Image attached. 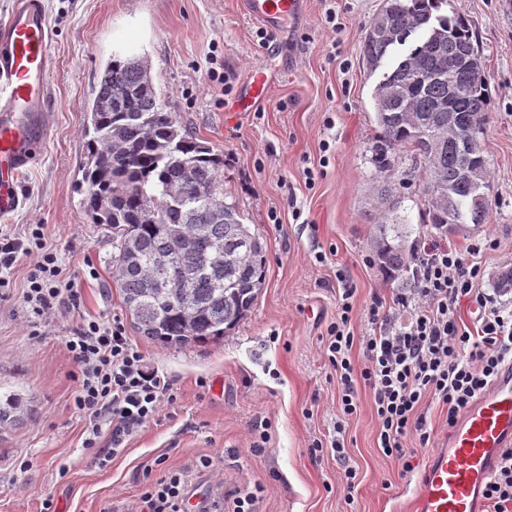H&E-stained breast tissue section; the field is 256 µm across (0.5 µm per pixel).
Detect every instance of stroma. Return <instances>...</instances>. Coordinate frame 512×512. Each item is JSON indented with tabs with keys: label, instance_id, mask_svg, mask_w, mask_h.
Wrapping results in <instances>:
<instances>
[{
	"label": "stroma",
	"instance_id": "1",
	"mask_svg": "<svg viewBox=\"0 0 512 512\" xmlns=\"http://www.w3.org/2000/svg\"><path fill=\"white\" fill-rule=\"evenodd\" d=\"M51 24L53 70L47 134L21 182L22 203L0 226L26 236L43 227L64 279L79 291L75 310L34 319L23 293L35 261L20 255L0 294V393L19 395L26 412L0 429V512H125L158 457L188 473V493L206 498L218 484L259 490L258 512H393L412 493L428 451L416 448L414 469L375 446L376 421L367 388L347 423L345 445L357 471L346 491L328 444L339 417L336 377L322 354L344 288L356 291L357 332L374 300L391 305L398 289L373 261L371 194L385 180L405 224L426 207L422 180L402 188L412 165L401 155L379 174L373 91L377 75L360 58L365 27L382 0H303L300 14L262 42V27L242 0H43ZM335 9L336 24L325 12ZM466 20L484 60L490 92L482 137L488 162L490 222L483 234L498 248L483 258L485 291L512 267V0H448ZM144 58L168 111L224 156V194L264 245L265 287L251 311L222 339L163 348L127 329L147 365L176 395L156 421L126 439L123 451L98 466L84 441L89 420L76 409L79 370L65 339L94 318L126 313L113 279L116 242L84 209L81 165L88 139L83 108L97 93L100 70L113 55ZM276 76L263 104L224 125V106L245 89L253 70ZM218 80H211L209 70ZM313 170L314 186L305 183ZM300 217H293V210ZM266 432L264 449L250 446ZM326 442L313 456V440ZM203 455L212 470H196Z\"/></svg>",
	"mask_w": 512,
	"mask_h": 512
}]
</instances>
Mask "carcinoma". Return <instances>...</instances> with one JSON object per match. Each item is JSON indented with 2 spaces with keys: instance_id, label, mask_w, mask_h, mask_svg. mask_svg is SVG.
Masks as SVG:
<instances>
[{
  "instance_id": "1",
  "label": "carcinoma",
  "mask_w": 512,
  "mask_h": 512,
  "mask_svg": "<svg viewBox=\"0 0 512 512\" xmlns=\"http://www.w3.org/2000/svg\"><path fill=\"white\" fill-rule=\"evenodd\" d=\"M447 0H394L392 26L403 34L383 43L364 31L362 62L383 69L373 94L379 135L371 161L379 172L394 168L406 152L423 175L436 168L454 191L453 210H428L427 229L441 234L478 231L489 221V204H468L475 185L489 189L487 159L479 146L462 160L448 141L432 145L428 136L448 131V77L440 57L479 53L466 22L442 10ZM428 76L417 82L414 75ZM137 57L114 56L100 72L98 91L87 114L86 156L82 167L83 205L93 223L117 234L118 257L129 267L115 282L133 328L161 347L203 343L224 337L256 301L265 283L266 258L259 238L243 223L236 203L225 202L224 156L198 139L165 110ZM484 75L468 80L454 101L457 121L478 123L489 112ZM468 164L471 180L461 178ZM224 217H214L217 202ZM178 227L184 242L174 261L157 264ZM410 224L374 225V262L403 289L418 287L411 269L415 234ZM21 420L15 396L0 395V428Z\"/></svg>"
}]
</instances>
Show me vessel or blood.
<instances>
[{"instance_id":"b4317fda","label":"vessel or blood","mask_w":512,"mask_h":512,"mask_svg":"<svg viewBox=\"0 0 512 512\" xmlns=\"http://www.w3.org/2000/svg\"><path fill=\"white\" fill-rule=\"evenodd\" d=\"M301 0H244L250 18L272 28L294 17ZM51 28L42 0H15L0 23V213L18 203L16 182L45 138ZM271 83L255 69L243 96L224 108L225 126L265 98ZM512 447V363L457 419L427 455L408 499L410 512H485L483 492L501 452Z\"/></svg>"}]
</instances>
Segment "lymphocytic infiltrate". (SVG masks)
I'll list each match as a JSON object with an SVG mask.
<instances>
[{"mask_svg":"<svg viewBox=\"0 0 512 512\" xmlns=\"http://www.w3.org/2000/svg\"><path fill=\"white\" fill-rule=\"evenodd\" d=\"M42 239L38 226L23 239L0 232V288L8 287L6 274L19 255L39 250L25 299L31 313L43 320L75 303L77 290L74 282H59L58 257L44 249ZM497 247L486 235L473 238L462 252L417 243L411 264L418 286L393 301L403 310V319H394L382 301H374L370 328L361 334L353 323L354 291L345 289L323 343V356L336 375L341 420L331 443L313 441L311 450L317 453L331 446L343 467L347 490H354L357 471L346 458L345 423L359 411L358 386L367 387L372 396L378 448L406 472L413 455L406 438L415 437L423 448L430 440L421 413L424 401L447 406L449 422H456L512 362V300L499 299L480 286L483 257ZM465 302L476 306L478 328L463 323L460 309ZM65 346L81 372L77 409L88 415L91 425L103 418L112 424L111 447L96 452L98 462L106 463L126 438L156 420L162 403L175 401L173 387L165 376L148 369L120 322H83ZM357 347L366 358L360 369L352 360ZM186 487L185 471L166 469L160 479L146 485L131 512H184ZM484 498L488 512H512V449L501 454Z\"/></svg>","mask_w":512,"mask_h":512,"instance_id":"1","label":"lymphocytic infiltrate"}]
</instances>
